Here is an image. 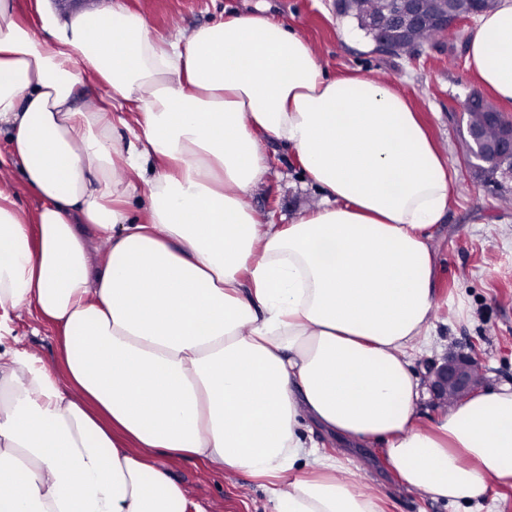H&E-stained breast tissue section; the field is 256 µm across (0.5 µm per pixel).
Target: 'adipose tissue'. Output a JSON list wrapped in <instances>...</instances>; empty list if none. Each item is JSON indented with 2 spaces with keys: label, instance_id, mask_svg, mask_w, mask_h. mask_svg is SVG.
<instances>
[{
  "label": "adipose tissue",
  "instance_id": "ef3b65f1",
  "mask_svg": "<svg viewBox=\"0 0 512 512\" xmlns=\"http://www.w3.org/2000/svg\"><path fill=\"white\" fill-rule=\"evenodd\" d=\"M36 3L31 22L0 0V136L40 202L0 186V512H205L176 458L247 474L267 512H383L323 433L381 446L434 501L512 486L511 383L420 413L450 193L409 100L327 76L260 12L171 40L122 8ZM466 66L512 102V0L480 15ZM268 141L323 194L289 224L245 202ZM25 309L63 371L9 346Z\"/></svg>",
  "mask_w": 512,
  "mask_h": 512
}]
</instances>
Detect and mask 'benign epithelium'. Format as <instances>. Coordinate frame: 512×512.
<instances>
[{"label": "benign epithelium", "mask_w": 512, "mask_h": 512, "mask_svg": "<svg viewBox=\"0 0 512 512\" xmlns=\"http://www.w3.org/2000/svg\"><path fill=\"white\" fill-rule=\"evenodd\" d=\"M442 9L432 16H426L424 0H402L399 6L398 22L394 29L375 43L380 52L390 54L404 48L408 36L417 26L430 22L448 23V17H453V23L458 24L468 20L478 13L482 0H441ZM470 143L468 147L470 169L476 175H481L486 167L512 165V122H504L499 134L492 140H487L478 127H472L468 132ZM482 370V358L476 350L454 356H446L431 367L427 376V384L435 400L440 403H463L475 395L483 384L479 375Z\"/></svg>", "instance_id": "1"}]
</instances>
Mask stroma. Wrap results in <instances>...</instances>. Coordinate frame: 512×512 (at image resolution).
I'll return each instance as SVG.
<instances>
[{"instance_id": "obj_1", "label": "stroma", "mask_w": 512, "mask_h": 512, "mask_svg": "<svg viewBox=\"0 0 512 512\" xmlns=\"http://www.w3.org/2000/svg\"><path fill=\"white\" fill-rule=\"evenodd\" d=\"M115 3L144 16L154 34L168 38L222 19L225 9L248 12L264 6L310 43L327 75L384 77L407 96L447 155L455 186L445 219L433 229L439 255L435 332L414 370L425 376L445 355L475 348L483 356L487 386L512 382V205L500 198L502 190L512 191V177L499 184L474 178L463 137V103L470 93L482 90L466 67L476 19L463 22L453 42L393 56L377 51L350 18L339 15L335 0H50L63 14ZM265 149L271 171L248 198L253 211L264 221L288 224L317 208L321 194L308 184L291 155L273 143ZM15 328L17 348L61 366L54 331L39 323L35 312H22ZM326 450L366 482L385 512H454L453 506L401 487L381 449L352 448L335 439ZM170 469L206 512H264L263 491L243 473L182 459L171 462Z\"/></svg>"}]
</instances>
